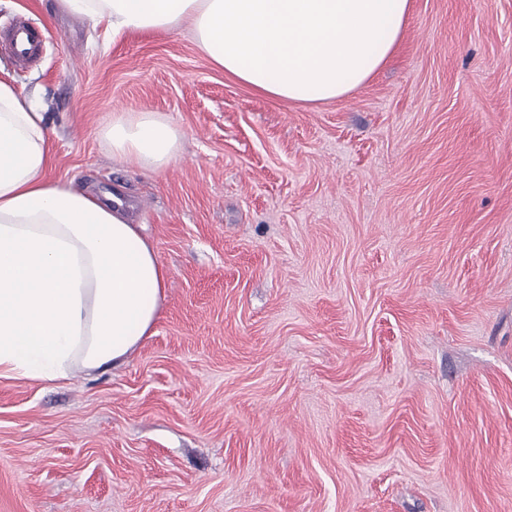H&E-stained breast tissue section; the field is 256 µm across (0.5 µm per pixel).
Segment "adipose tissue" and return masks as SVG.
Wrapping results in <instances>:
<instances>
[{"label": "adipose tissue", "instance_id": "obj_1", "mask_svg": "<svg viewBox=\"0 0 512 512\" xmlns=\"http://www.w3.org/2000/svg\"><path fill=\"white\" fill-rule=\"evenodd\" d=\"M113 35L189 27L225 75L291 104L340 101L399 45L411 0H60ZM117 160L161 172L181 134L154 112L101 130ZM40 104L0 80V376L93 374L150 336L167 273L123 202L51 180Z\"/></svg>", "mask_w": 512, "mask_h": 512}]
</instances>
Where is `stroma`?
I'll return each mask as SVG.
<instances>
[{"label":"stroma","instance_id":"obj_1","mask_svg":"<svg viewBox=\"0 0 512 512\" xmlns=\"http://www.w3.org/2000/svg\"><path fill=\"white\" fill-rule=\"evenodd\" d=\"M0 79L50 176L121 191L167 273L154 334L69 381L0 378V512H512V0H412L387 65L298 106L192 34L113 37L57 0ZM181 131L113 160L116 112ZM20 35H22L20 41L24 44V47L21 49L18 48V38ZM12 40L15 46L13 58L16 65L21 68L29 66L39 47L40 35L38 30L29 22L21 20L15 25ZM25 42L29 47H25ZM112 157L144 171L162 172L178 156L181 134L156 112H116L101 130Z\"/></svg>","mask_w":512,"mask_h":512}]
</instances>
